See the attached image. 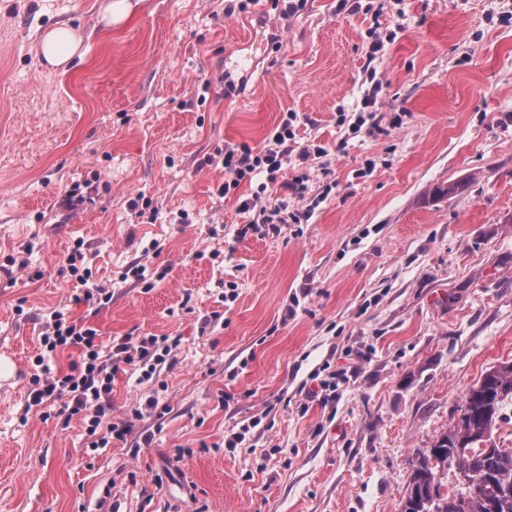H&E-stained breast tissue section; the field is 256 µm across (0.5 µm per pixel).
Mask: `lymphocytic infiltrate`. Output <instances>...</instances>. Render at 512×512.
Instances as JSON below:
<instances>
[{"label":"lymphocytic infiltrate","mask_w":512,"mask_h":512,"mask_svg":"<svg viewBox=\"0 0 512 512\" xmlns=\"http://www.w3.org/2000/svg\"><path fill=\"white\" fill-rule=\"evenodd\" d=\"M296 113L289 112L282 118L269 144L256 151L246 146L225 149L221 163L228 174L227 180L219 187V195H227L237 189L241 182L252 181L262 176L273 182L280 179L284 164L292 153H299L301 159L323 157L322 146L296 148ZM241 213L250 217L252 228L266 224H296L308 220L305 211L289 212L287 203L274 207L264 205L260 193L243 199L239 204ZM96 329L86 327L66 319L63 312L53 311L45 326L41 340L47 353L59 350L76 349L78 356L70 365V371L64 375L53 372L45 357L38 358L40 376L34 377V387L30 393L31 405L44 403L62 397L69 398L72 414L83 415L86 433L91 437L92 448H105L112 440H121L129 433L126 423L103 425L102 420L112 408V381L121 365L133 364L141 371V381L152 378L157 364L164 359L159 352V339L144 336L139 339L122 337L114 340L110 348H103L97 341Z\"/></svg>","instance_id":"lymphocytic-infiltrate-1"}]
</instances>
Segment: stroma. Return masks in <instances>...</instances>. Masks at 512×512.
<instances>
[{
	"label": "stroma",
	"mask_w": 512,
	"mask_h": 512,
	"mask_svg": "<svg viewBox=\"0 0 512 512\" xmlns=\"http://www.w3.org/2000/svg\"><path fill=\"white\" fill-rule=\"evenodd\" d=\"M96 3L0 0V512H400L411 459L512 364V0H307L285 19L275 0H144L112 29ZM62 21L87 36L64 73L37 54ZM374 81L371 129L346 138ZM286 112L328 154L285 168L310 194L264 192L307 223L255 233L252 185L218 195L213 159L262 149ZM77 247L107 304L66 274ZM59 309L104 346L172 347L150 381L115 376L131 430L110 447L63 402L28 405Z\"/></svg>",
	"instance_id": "35a3bbf8"
}]
</instances>
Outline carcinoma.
Instances as JSON below:
<instances>
[{"label":"carcinoma","mask_w":512,"mask_h":512,"mask_svg":"<svg viewBox=\"0 0 512 512\" xmlns=\"http://www.w3.org/2000/svg\"><path fill=\"white\" fill-rule=\"evenodd\" d=\"M512 397V365L486 373L466 394L456 429L441 435L429 453L412 463L401 512H512V452L480 448L493 430L501 403ZM466 472V491L441 494L437 471Z\"/></svg>","instance_id":"1"}]
</instances>
